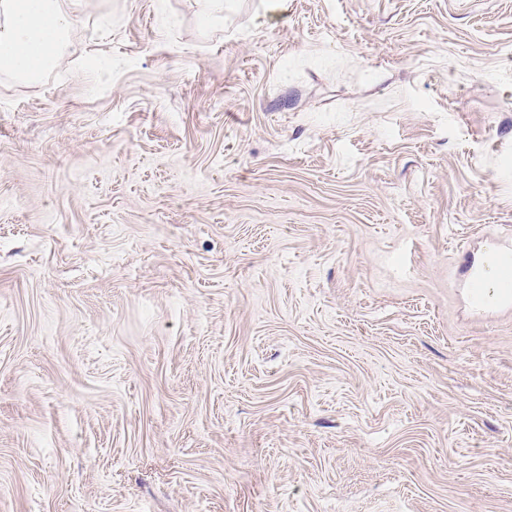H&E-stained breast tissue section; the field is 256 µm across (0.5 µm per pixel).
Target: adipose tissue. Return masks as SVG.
<instances>
[{"label":"adipose tissue","mask_w":512,"mask_h":512,"mask_svg":"<svg viewBox=\"0 0 512 512\" xmlns=\"http://www.w3.org/2000/svg\"><path fill=\"white\" fill-rule=\"evenodd\" d=\"M75 23L67 0H0V71L40 80L64 60Z\"/></svg>","instance_id":"ef3b65f1"}]
</instances>
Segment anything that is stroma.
<instances>
[{
	"mask_svg": "<svg viewBox=\"0 0 512 512\" xmlns=\"http://www.w3.org/2000/svg\"><path fill=\"white\" fill-rule=\"evenodd\" d=\"M0 73V512H512V0H72Z\"/></svg>",
	"mask_w": 512,
	"mask_h": 512,
	"instance_id": "1",
	"label": "stroma"
}]
</instances>
